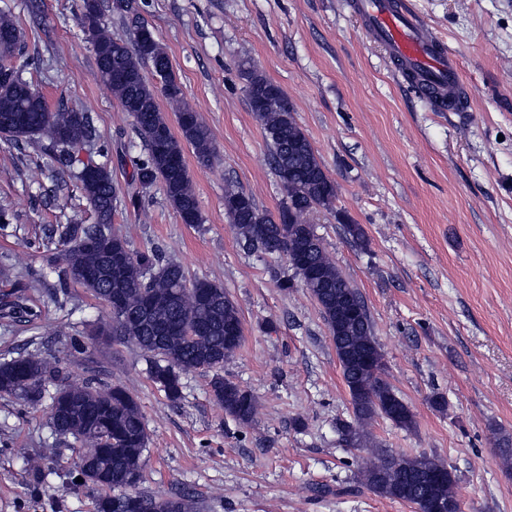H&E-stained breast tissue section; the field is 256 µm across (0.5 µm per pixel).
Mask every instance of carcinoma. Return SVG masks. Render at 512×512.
Returning a JSON list of instances; mask_svg holds the SVG:
<instances>
[{
  "mask_svg": "<svg viewBox=\"0 0 512 512\" xmlns=\"http://www.w3.org/2000/svg\"><path fill=\"white\" fill-rule=\"evenodd\" d=\"M80 9L97 19L86 40L93 47L99 78L112 89L123 111L132 116L134 131L146 151L132 181L142 188L161 183L167 201L183 223H202L184 147L192 146L201 163L209 164L215 157L213 138L173 76L167 53L157 39H143L148 26L138 21L132 42L112 36L102 23L98 0H81ZM17 57L23 59V65L15 64ZM38 65L37 59L23 52L12 9L0 6V136L15 143L44 136L59 159L65 160L88 140L91 117L77 103L50 110L39 90L22 77V67ZM147 66L160 78L161 88L148 82L144 74ZM160 94L175 108L178 136L160 110ZM247 96L285 199L274 216L261 210L250 195L228 188L224 191V211L245 248L283 254L288 261L302 265L304 277L299 282L320 307L351 396L354 422L342 425V436L349 444L365 447L370 440L368 426L375 418L381 416L408 429L414 424V415L373 365L380 350L363 297L336 266L315 226L306 220L317 207L333 208L336 182L278 86L250 69ZM77 181L96 213V223L60 227L62 258L53 261L52 267L63 288L78 284L101 301L115 292L123 299L121 313L94 326L91 335L133 344L149 356L151 380L173 403L182 396V374L213 372L211 392L224 413L241 423L251 422L258 401L221 374L224 361L238 351L243 340L237 305L215 283L201 278L188 280L182 265L165 261L154 251L135 252L125 237L111 230L117 187L107 167L95 164L91 170L84 168ZM96 238L128 253L127 262L109 265L105 254L88 246ZM41 283L39 277L30 278L25 284L28 293L0 305V316L36 319L37 311L29 301ZM195 326L201 327L200 333H189ZM53 377L49 363L37 353L0 362V396H13L25 381L32 380L36 383L35 400ZM54 393L62 402L60 409L50 412L54 435L80 444L71 480L79 477L83 479L81 485L106 491L95 499L94 512H127L115 508V503L125 498L131 479H142L149 444L137 398L123 385L103 387L94 378L57 384ZM448 469L445 461L426 454H392L371 448L357 484L342 492L353 494L366 488L378 496L407 503L414 512H438L437 501L457 500L456 480L448 478ZM138 498V512H202L192 495L166 498L140 492Z\"/></svg>",
  "mask_w": 512,
  "mask_h": 512,
  "instance_id": "cac0c4a2",
  "label": "carcinoma"
}]
</instances>
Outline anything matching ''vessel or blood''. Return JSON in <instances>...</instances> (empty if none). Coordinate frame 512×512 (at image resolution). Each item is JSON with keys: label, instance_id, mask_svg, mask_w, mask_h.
<instances>
[{"label": "vessel or blood", "instance_id": "vessel-or-blood-1", "mask_svg": "<svg viewBox=\"0 0 512 512\" xmlns=\"http://www.w3.org/2000/svg\"><path fill=\"white\" fill-rule=\"evenodd\" d=\"M355 7L402 78L419 90H436L435 104L442 110L461 109L467 88L456 55L445 49L406 0H356Z\"/></svg>", "mask_w": 512, "mask_h": 512}]
</instances>
